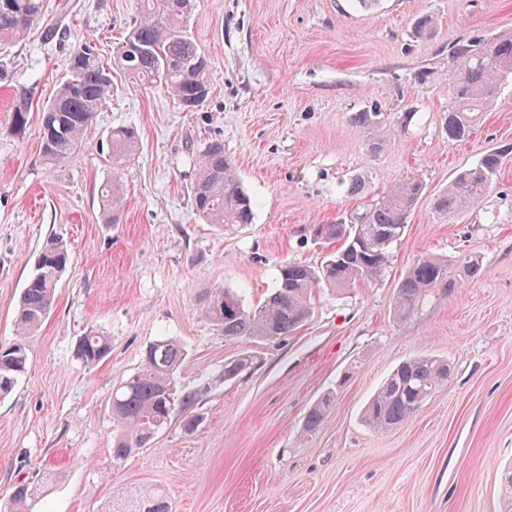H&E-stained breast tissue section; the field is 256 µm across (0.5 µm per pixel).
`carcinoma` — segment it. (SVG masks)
<instances>
[{"instance_id": "carcinoma-1", "label": "carcinoma", "mask_w": 512, "mask_h": 512, "mask_svg": "<svg viewBox=\"0 0 512 512\" xmlns=\"http://www.w3.org/2000/svg\"><path fill=\"white\" fill-rule=\"evenodd\" d=\"M138 16L113 57L114 65L135 86H160L183 109L202 104L211 90L213 66L186 31L191 0H138ZM45 17L44 0H0V44L24 39ZM458 68L448 83L452 105L444 114L443 129L453 142L468 139L479 118L498 92L501 79L512 73V34L476 41L459 40L453 46ZM112 97V69L104 66L95 48L82 42L72 49L65 79L56 96L38 113L41 151L53 161H66L81 145L96 113ZM29 91L20 88L11 109L10 129L22 133L29 123ZM352 121L364 128H379L376 112H357ZM113 174H119L137 146L131 128L112 131ZM506 158L505 150L488 149L475 164L461 170L434 199V211L443 220L464 216L491 189ZM192 204L209 224L218 228L250 224L253 203L245 192L224 142L209 141L197 160ZM424 192L418 179H408L383 193L354 224H322L318 234L341 242L322 264L302 262L281 266L271 294L258 308L244 307L240 297L226 288H213L199 301L201 317L226 337L287 336L308 320L312 295L321 286L344 289L359 281L379 278L389 262L391 245L400 239L407 220ZM108 222L121 220V183L108 182L101 192ZM71 262L63 241L49 239L37 260L35 274L23 289L14 320V338L0 346V398L8 396L28 370L30 337L49 315L58 283ZM484 274L481 257L462 254L453 260L433 256L416 258L396 288L394 314L403 319L430 296L449 297ZM108 336L90 330L80 337L76 356L92 366L111 352ZM184 349L170 339H159L144 351L141 368L112 390V418L118 432L113 456L125 458L147 447L172 418L175 402L187 407L192 392L178 393L176 373ZM252 360L242 356L224 363V381L246 374ZM452 375L451 366L430 355L408 358L387 376L364 408V423L377 430L397 428L409 421ZM336 395L324 394L307 412L304 430L312 433L325 423ZM502 512H512V467L503 472ZM38 489L18 483L4 512H38ZM108 512H172L164 491L143 492Z\"/></svg>"}]
</instances>
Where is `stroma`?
<instances>
[{"label": "stroma", "mask_w": 512, "mask_h": 512, "mask_svg": "<svg viewBox=\"0 0 512 512\" xmlns=\"http://www.w3.org/2000/svg\"><path fill=\"white\" fill-rule=\"evenodd\" d=\"M135 14L136 0H45L44 22L0 50L13 62L0 82V344L13 338L43 243L60 238L71 252L28 371L0 399V503L24 480L40 487L41 512H107L144 487L163 489L173 512H500L512 464V76L469 139L449 141L443 115L452 45L512 34V0H193L187 32L215 70L194 111L117 74L70 160L43 157L38 123L9 132L17 89L46 105L72 47L97 43L112 61ZM422 15L435 25L416 39ZM358 112L414 118L374 151ZM118 127L134 129L138 147L122 220L109 224L100 196ZM216 138L255 202L252 223L228 230L191 205L197 154ZM490 148L508 152L494 188L465 217L440 221L436 195ZM408 179L425 192L381 280L318 290L287 336L227 337L201 318L200 297L218 287L260 306L282 263L317 266L332 251L314 227L354 223ZM465 251L482 257L481 279L395 318L396 286L417 256ZM90 329L112 340L92 367L75 354ZM162 337L185 350L176 379L198 391V423L185 431L176 411L146 448L114 459L112 390ZM419 354L448 361L447 384L406 424L367 427L365 403ZM243 355L251 372L225 381V361ZM329 391L332 413L304 433ZM334 392L325 393L307 412L304 421V430L312 433L319 430L325 423L335 403Z\"/></svg>", "instance_id": "1"}]
</instances>
